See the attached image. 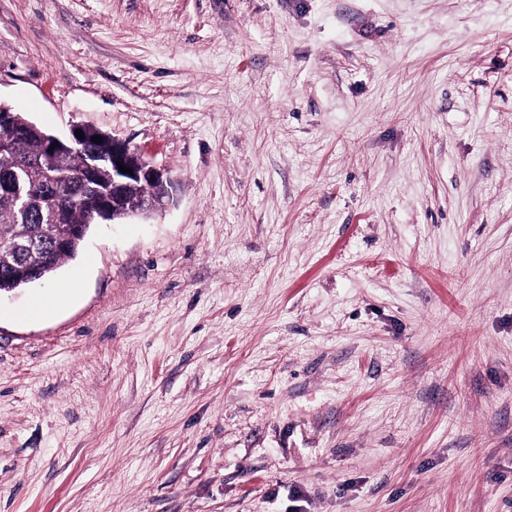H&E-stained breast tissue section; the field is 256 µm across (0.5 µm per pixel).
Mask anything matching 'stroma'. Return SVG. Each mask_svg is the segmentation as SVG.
Masks as SVG:
<instances>
[{"mask_svg":"<svg viewBox=\"0 0 512 512\" xmlns=\"http://www.w3.org/2000/svg\"><path fill=\"white\" fill-rule=\"evenodd\" d=\"M0 101L172 194L0 296V512H512V0H0ZM74 289L65 286L51 288L37 296L29 307L27 314L20 316L32 319L42 317L51 308L67 302L73 296Z\"/></svg>","mask_w":512,"mask_h":512,"instance_id":"1","label":"stroma"}]
</instances>
